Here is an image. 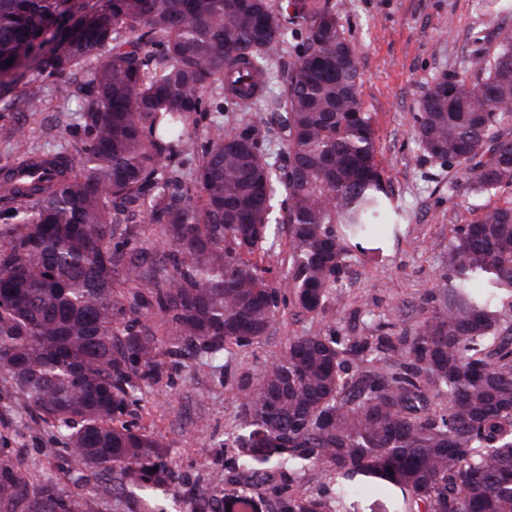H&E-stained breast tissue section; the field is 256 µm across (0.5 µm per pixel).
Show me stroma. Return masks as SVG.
I'll return each mask as SVG.
<instances>
[{
    "label": "stroma",
    "instance_id": "obj_1",
    "mask_svg": "<svg viewBox=\"0 0 512 512\" xmlns=\"http://www.w3.org/2000/svg\"><path fill=\"white\" fill-rule=\"evenodd\" d=\"M334 8L360 55L361 98L377 131L383 176L404 220L377 230L372 250L353 252L349 266L317 315L299 312L284 278L288 233L271 241L270 279L280 288L281 318L261 341L234 349L214 369L196 359H172L160 383H142L125 419L167 445L180 482L163 494L169 512H195L198 496L219 480L218 512H275L284 492L332 498L335 474L320 466L300 476L274 468L277 445L242 419L244 396L284 350L289 337L389 336L413 330L439 284L441 261L456 225L479 213L483 198L449 193L460 172L423 157L412 134L418 99L434 77L468 72L482 76L501 32L512 31V0L487 8L485 0H322ZM44 101L39 114L9 107L13 139L0 136V165L17 142L35 149L75 152L81 137L79 102L56 97L50 82L29 79ZM0 448L37 460L73 490L69 456L58 433L32 416L22 400L0 389ZM261 476L247 480L243 466Z\"/></svg>",
    "mask_w": 512,
    "mask_h": 512
}]
</instances>
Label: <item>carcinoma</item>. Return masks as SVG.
<instances>
[{"mask_svg":"<svg viewBox=\"0 0 512 512\" xmlns=\"http://www.w3.org/2000/svg\"><path fill=\"white\" fill-rule=\"evenodd\" d=\"M279 50L288 72L272 96ZM358 57L318 0H0V90L30 70L54 79L79 100L82 129L75 155L20 143L0 166V381L57 429L75 481L102 475L92 496L67 495L0 448V512H94L176 483L164 444L120 417L165 358L214 365L268 335L272 223L288 228V288L311 314L376 226L398 224ZM217 98L251 116L232 132L207 126L200 148ZM506 118L512 32L481 78L427 84L413 136L460 168L452 190L491 198L512 188ZM268 124L280 159L258 139ZM137 212L156 246L125 247ZM440 282L412 332L295 336L245 399L246 419L291 450L276 466L334 471L336 512L364 474L407 488L404 512H512V197L454 229Z\"/></svg>","mask_w":512,"mask_h":512,"instance_id":"carcinoma-1","label":"carcinoma"}]
</instances>
